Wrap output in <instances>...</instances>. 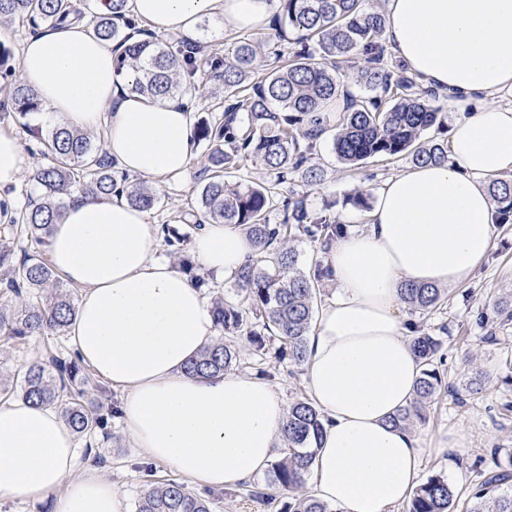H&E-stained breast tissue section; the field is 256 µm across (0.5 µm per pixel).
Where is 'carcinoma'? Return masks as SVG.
I'll return each instance as SVG.
<instances>
[{
    "label": "carcinoma",
    "instance_id": "obj_1",
    "mask_svg": "<svg viewBox=\"0 0 512 512\" xmlns=\"http://www.w3.org/2000/svg\"><path fill=\"white\" fill-rule=\"evenodd\" d=\"M129 0H111L110 10L91 8L89 0H0V21L20 20L36 29L72 15L86 19L100 39L116 52V68L139 73L134 90L151 97H179L196 89V77L208 75L224 86V114L215 120L196 121L198 141L209 147L206 175L194 227L205 224L245 226L251 258L232 277L233 290L244 296L242 307L219 300L213 304L216 327L224 334H241L257 351L270 341L288 350L296 364L306 361L307 337L323 282L332 271L323 260L309 270L299 267V254L288 245L297 236L321 242L327 250L343 225L309 213L305 198H276L271 188L226 180L238 161H260L280 180L295 176L308 188L322 185L323 170L311 163L317 143L331 138L337 160L356 164L369 159H394L403 154L413 164L442 163L448 143L422 140L425 131L441 129L445 116L435 105L439 94L421 87L402 66L384 64L381 40L387 19L382 11L369 10L364 0H280L269 42L275 52L288 54L281 69L253 81L258 66L256 44L247 36L234 42L233 62L208 50V46L151 32L129 10ZM299 33L293 47L280 46L286 30ZM363 56L357 70L362 87L355 95L339 78L343 66ZM8 88V115L43 145L48 163L33 176L36 193L19 209L3 208L0 223V285L19 298L17 305L0 308V336L25 340L31 336H63L76 315L71 292L64 287L49 260L37 251L16 257L17 239L41 243L62 218L63 199L74 193L88 197L123 195L134 207L152 210L159 202L157 190L144 181L130 179L89 133L59 124L48 131L28 123L42 110L38 92L15 73L4 70ZM345 98L338 126L321 111L329 100ZM246 118H240V113ZM495 203L496 222L512 223V181L495 180L489 187ZM282 212L272 224L268 214ZM162 242L179 249L185 236L176 227L163 225ZM401 300L421 315L435 312L444 302L432 285L406 283ZM412 348L422 370L415 397L391 422L409 427L423 422L448 383L439 366L445 358L439 339L414 326ZM235 349L218 339L206 346L186 366V373L209 378L231 369ZM94 383L91 370L77 355L47 352L46 359L24 372L4 377L0 373V398L19 396L35 405L56 408L78 438L108 434L113 408L94 404L87 387ZM323 416L307 399L288 408L283 439L288 448L273 466V478L251 496L261 502L288 496L284 512H331L305 492L314 452L308 440L323 433ZM512 472L494 470L462 493L443 475H432L416 486L407 512H512ZM135 512H210L209 501L182 483L153 487L139 497Z\"/></svg>",
    "mask_w": 512,
    "mask_h": 512
}]
</instances>
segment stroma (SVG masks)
<instances>
[{
    "mask_svg": "<svg viewBox=\"0 0 512 512\" xmlns=\"http://www.w3.org/2000/svg\"><path fill=\"white\" fill-rule=\"evenodd\" d=\"M0 130L17 136L28 154V167L13 191L15 203L20 206L27 202L32 176L45 159L39 141L11 117H0ZM206 153V146H199L186 173L160 185L162 201L149 214L152 224H175L187 235L189 243L182 252L175 253L164 247L158 251L160 258L178 269L182 268L184 260L194 259L191 241L197 231L193 225L177 224L176 218L197 206ZM314 160L325 171L323 184L315 189L302 186L296 179L277 184L273 173L249 158L240 161L232 178L245 183L276 184L282 198L302 194L311 212L360 231L367 221V211L352 203L354 191L360 188L377 193L387 178L412 166L410 158L404 155L389 161L370 159L358 166H346L338 162L332 143L327 139L318 143ZM501 302L512 303V224L495 225L490 249L474 277L470 282L448 289L447 301L440 310L425 318L412 310L406 313L409 320L421 323L425 331L441 339L449 388L464 390L478 372L490 378L480 393L468 396L466 404H457L450 396L442 397L428 420L411 424V432L428 448L421 478L439 473L458 487L466 488L478 481L480 472L497 468L512 455V323L494 327L489 322ZM47 343L43 336L30 337L22 344L0 339V373L14 375L41 360ZM230 343L238 354V372L268 371L271 383L285 403L306 396L305 367L276 359L271 354L258 356L252 345L241 337L231 338ZM447 434L460 437V448L450 453L437 451L438 441ZM80 463L96 465L102 476L124 492L131 505L148 489L150 482L179 483L183 480L169 464L148 462L141 450L126 438L117 418L113 419L108 435L97 436L92 452L83 454ZM145 464L151 465L153 479H146L142 472ZM269 478V473L265 472L253 477L247 485L242 483L224 489L197 485L193 491L211 501L213 512H281L285 498L264 505L248 495V485L261 486Z\"/></svg>",
    "mask_w": 512,
    "mask_h": 512,
    "instance_id": "obj_1",
    "label": "stroma"
}]
</instances>
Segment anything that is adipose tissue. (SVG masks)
Wrapping results in <instances>:
<instances>
[{
	"mask_svg": "<svg viewBox=\"0 0 512 512\" xmlns=\"http://www.w3.org/2000/svg\"><path fill=\"white\" fill-rule=\"evenodd\" d=\"M278 0H129L159 34L193 35L216 17L225 31L267 32ZM385 39L397 60L454 112L448 159L380 187L364 230L327 252L338 286L308 339L306 386L325 419L313 443V494L335 512H393L416 486L425 454L391 418L415 394L421 366L399 289L455 287L484 259L494 229L491 180L512 173V0H386ZM110 43L67 21L28 37L19 76L59 124L104 129L129 175L156 182L192 159L194 115L177 98L132 91ZM28 166L22 142L0 132V191ZM196 257L217 279L251 249L241 226L209 224ZM154 224L125 198L72 196L48 240L53 269L82 294L69 327L84 364L123 392V430L145 457L192 483L231 487L260 474L281 444L287 410L266 380L185 367L216 336L202 287L158 258ZM78 444L57 409L0 403V497L50 502L51 512H129L111 480L77 471Z\"/></svg>",
	"mask_w": 512,
	"mask_h": 512,
	"instance_id": "ef3b65f1",
	"label": "adipose tissue"
}]
</instances>
